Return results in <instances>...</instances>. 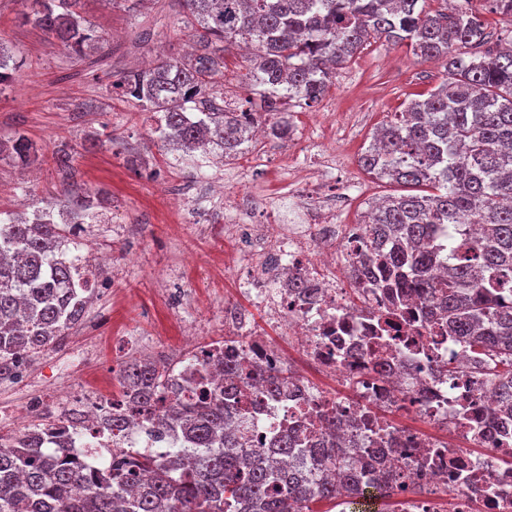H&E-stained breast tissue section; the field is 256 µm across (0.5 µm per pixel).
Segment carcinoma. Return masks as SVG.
I'll return each instance as SVG.
<instances>
[{
	"label": "carcinoma",
	"mask_w": 512,
	"mask_h": 512,
	"mask_svg": "<svg viewBox=\"0 0 512 512\" xmlns=\"http://www.w3.org/2000/svg\"><path fill=\"white\" fill-rule=\"evenodd\" d=\"M26 22L74 51L96 49L94 30L77 11L81 0H29ZM195 28L193 53L159 56L147 69L123 73L112 88L145 112L161 114L164 143L192 150L208 145L231 159L251 125L288 137L292 112L319 101L335 74L367 46H404L417 60H440L445 78L381 124L361 154L367 173L425 194L388 196L371 207L354 277L384 289L391 302L423 291L448 316V332L467 349L477 382L492 388L498 413H512V47L480 50L486 26L474 0L448 13L430 0H183ZM246 44L253 53L247 92L262 111L246 121L212 95L224 78L225 53ZM466 52H460V49ZM13 56L0 41V87ZM38 149L23 133L0 141V157L23 165ZM95 195L69 188L54 212L23 217L0 211V381L16 361L56 347L79 324L95 289L74 280L57 258L62 226L95 213ZM480 237L463 242L466 226ZM167 370L150 360L123 370L126 393L152 426H186L189 448L163 457L149 449L112 458L94 481L37 436L0 441V512H316L343 489L360 495V459L342 448L309 447L314 482L235 447L229 433L234 392L224 403L159 412ZM276 392L287 379L257 370ZM83 484V492L71 489Z\"/></svg>",
	"instance_id": "1"
}]
</instances>
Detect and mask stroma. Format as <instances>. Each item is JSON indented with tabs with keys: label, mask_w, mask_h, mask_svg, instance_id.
I'll return each instance as SVG.
<instances>
[{
	"label": "stroma",
	"mask_w": 512,
	"mask_h": 512,
	"mask_svg": "<svg viewBox=\"0 0 512 512\" xmlns=\"http://www.w3.org/2000/svg\"><path fill=\"white\" fill-rule=\"evenodd\" d=\"M23 9L21 0H0V39L18 62L13 82L0 90V139L24 133L41 155L28 166L0 160V211L57 203L62 186L53 153L68 145L75 181L105 199L106 213L89 250L111 252L112 263L100 274L118 283L113 295L93 299L62 345L31 361L34 391L62 383L58 366L86 345L99 350L100 360L84 381L112 386L113 338L136 337L140 354L161 361L166 345H179L182 320L206 319L228 300L261 321V311L236 288L232 267L240 245L188 223L171 205L198 181L199 164L167 152L154 132L156 117L112 90L138 57L179 56L192 44L181 0H149L135 14L119 2L81 0L80 14L105 40L103 49L83 57L23 22ZM442 74L440 65L417 62L404 47L372 44L338 72L320 102L296 108L293 122L312 144L307 157L272 139L250 141L244 155L268 162L243 169L234 180L224 177V159L211 158L212 177L227 190L222 206H233L244 192L286 197L304 184L330 194L332 186L321 175L331 153L337 179L362 186L343 198L338 212L341 223L357 222L373 200L403 191L361 169L358 158L373 131L411 100L426 98ZM117 217L131 224L129 235L116 232ZM129 251L135 261L126 265L122 256Z\"/></svg>",
	"instance_id": "1"
}]
</instances>
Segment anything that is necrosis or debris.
I'll use <instances>...</instances> for the list:
<instances>
[{
  "mask_svg": "<svg viewBox=\"0 0 512 512\" xmlns=\"http://www.w3.org/2000/svg\"><path fill=\"white\" fill-rule=\"evenodd\" d=\"M276 197L241 200L248 223L216 228L220 237L244 236L256 248L240 266L239 281L264 314L296 347L289 358L237 304L220 313L222 335L205 337L198 325L182 330L191 344L167 374L163 405L195 401L199 382L214 392L231 384L249 398L237 415L244 448L270 447L283 431L323 442L320 411L349 421L369 416L387 427L384 445L356 440L368 462L367 477L401 492L396 512H512V417L492 410L488 388L477 386L469 361L438 317L415 321L386 314L380 289L359 284L352 262L363 224H339L331 209L299 200L297 224L274 226L262 211H274ZM305 279L308 290L288 288L289 277ZM455 374H447V362ZM279 370L288 384L270 393L258 385L255 369ZM340 384V391L316 385L313 374ZM129 420L121 433L105 422L104 404ZM84 415L72 430L74 412ZM52 414L62 436L63 457L96 474L123 448H151L158 454L184 444L181 430L157 436L124 394L105 397L100 389L68 388L55 395L25 394L20 411L0 414V437L18 438L33 421ZM455 488L447 496V488Z\"/></svg>",
  "mask_w": 512,
  "mask_h": 512,
  "instance_id": "1",
  "label": "necrosis or debris"
}]
</instances>
